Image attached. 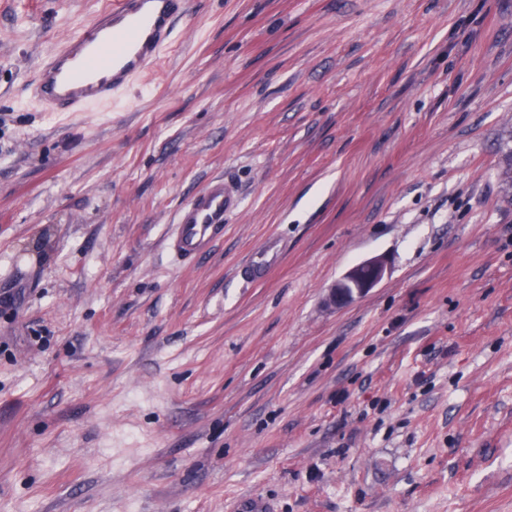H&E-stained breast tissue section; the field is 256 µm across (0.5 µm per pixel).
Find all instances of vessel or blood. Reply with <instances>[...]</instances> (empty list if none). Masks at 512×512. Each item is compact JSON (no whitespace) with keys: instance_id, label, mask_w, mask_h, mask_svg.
<instances>
[{"instance_id":"b4317fda","label":"vessel or blood","mask_w":512,"mask_h":512,"mask_svg":"<svg viewBox=\"0 0 512 512\" xmlns=\"http://www.w3.org/2000/svg\"><path fill=\"white\" fill-rule=\"evenodd\" d=\"M186 4L187 0H115L81 35L40 65L25 95L45 112H86L111 102L172 44L175 23ZM240 203L232 182L221 176L211 179L177 211L169 250L184 261L207 255L223 237L227 216ZM281 254L279 241L268 240L249 255L239 273L259 280Z\"/></svg>"}]
</instances>
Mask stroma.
Listing matches in <instances>:
<instances>
[{
    "instance_id": "35a3bbf8",
    "label": "stroma",
    "mask_w": 512,
    "mask_h": 512,
    "mask_svg": "<svg viewBox=\"0 0 512 512\" xmlns=\"http://www.w3.org/2000/svg\"><path fill=\"white\" fill-rule=\"evenodd\" d=\"M112 2L0 0V512H512V0H189L112 106L41 111ZM240 203V192L232 182L223 176L211 179L177 211L168 249L183 261L207 255L224 236L226 218ZM282 254L278 240L270 239L263 249L249 255L246 261L240 266L239 274L252 281L259 280L265 272L275 265ZM385 272L386 263L382 258L374 257L360 262L331 288L330 301L334 305H343L363 296L382 281Z\"/></svg>"
}]
</instances>
